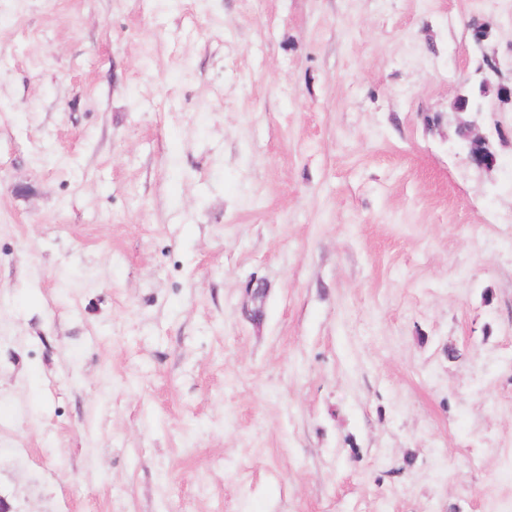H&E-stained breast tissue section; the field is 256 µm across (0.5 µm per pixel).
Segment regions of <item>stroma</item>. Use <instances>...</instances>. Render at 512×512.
Masks as SVG:
<instances>
[{"mask_svg": "<svg viewBox=\"0 0 512 512\" xmlns=\"http://www.w3.org/2000/svg\"><path fill=\"white\" fill-rule=\"evenodd\" d=\"M473 20L512 61V0H0L12 512H512ZM483 112H475L471 114H475L472 120L465 121L461 128L466 130V136L464 138L469 142H482L486 145V148L483 152L479 154H474L467 149L466 157L469 162L475 164L478 167L491 169L497 165V155L496 153L489 147L486 136L483 133H480V125L478 124V118ZM460 128V130H461Z\"/></svg>", "mask_w": 512, "mask_h": 512, "instance_id": "35a3bbf8", "label": "stroma"}]
</instances>
